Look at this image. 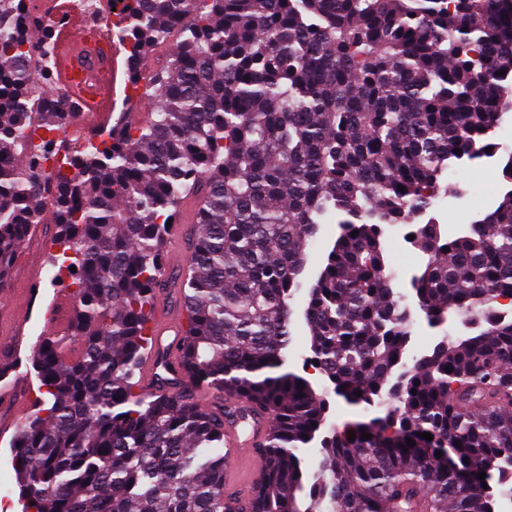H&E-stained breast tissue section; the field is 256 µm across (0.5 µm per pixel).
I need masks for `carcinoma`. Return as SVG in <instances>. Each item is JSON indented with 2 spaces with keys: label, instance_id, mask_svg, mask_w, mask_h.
Segmentation results:
<instances>
[{
  "label": "carcinoma",
  "instance_id": "1",
  "mask_svg": "<svg viewBox=\"0 0 512 512\" xmlns=\"http://www.w3.org/2000/svg\"><path fill=\"white\" fill-rule=\"evenodd\" d=\"M35 26L26 0H0V289L49 214L74 315L67 344L46 337L31 358L35 398L10 444L22 512H498L512 497V189L447 242L419 218L512 110V0H122L114 37L131 61L172 47L129 78L147 120L75 151L56 140L75 113L51 103L54 75L32 97ZM51 146L66 159L45 181ZM190 194L202 208L176 274L166 224ZM330 213L339 233L307 284ZM389 224L426 257L410 296L393 286ZM166 278L187 318L183 381L146 394L135 376ZM303 288L312 359L346 400L386 409L370 425L329 423L327 391L285 368ZM415 306L476 333L413 354ZM200 387L272 415L245 498L225 489L224 409L202 408Z\"/></svg>",
  "mask_w": 512,
  "mask_h": 512
}]
</instances>
